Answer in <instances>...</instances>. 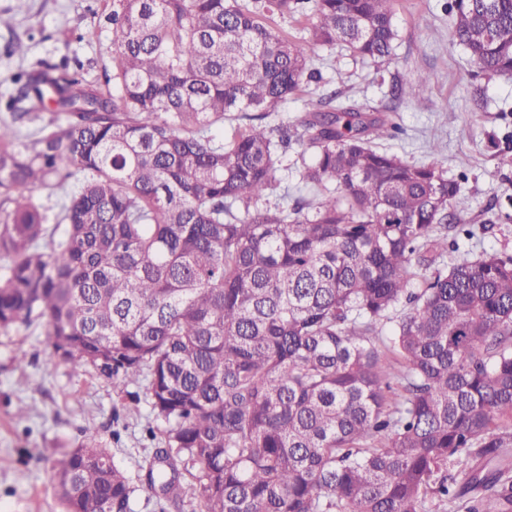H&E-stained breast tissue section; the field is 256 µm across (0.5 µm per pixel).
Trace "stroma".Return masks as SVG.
<instances>
[{"mask_svg": "<svg viewBox=\"0 0 512 512\" xmlns=\"http://www.w3.org/2000/svg\"><path fill=\"white\" fill-rule=\"evenodd\" d=\"M453 0H394L398 37L393 59L383 68L363 64L342 45L317 48L322 80L310 94L292 98L273 124L296 129L320 97L387 113L397 130L381 150L415 164L438 158L467 198L462 223L488 224L475 237L474 251L512 253V219L499 217L494 203L512 204V170L497 167L496 155L512 150V78L480 76L467 51L450 39ZM13 9L14 26L0 27V120L10 78L46 62L81 68L91 82L104 84L112 73L115 48L107 16L112 0H0V13ZM425 72L431 83L421 99L392 96L398 75ZM45 327L0 331V512H59L50 458L69 452L87 434L107 448L116 466L135 474L156 448L146 431L147 409L117 396L106 380L51 361ZM24 364H17V357ZM25 416H17V406ZM27 464L29 477L16 471Z\"/></svg>", "mask_w": 512, "mask_h": 512, "instance_id": "1", "label": "stroma"}]
</instances>
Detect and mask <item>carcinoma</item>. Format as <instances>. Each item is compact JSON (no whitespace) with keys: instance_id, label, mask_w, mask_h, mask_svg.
<instances>
[{"instance_id":"cac0c4a2","label":"carcinoma","mask_w":512,"mask_h":512,"mask_svg":"<svg viewBox=\"0 0 512 512\" xmlns=\"http://www.w3.org/2000/svg\"><path fill=\"white\" fill-rule=\"evenodd\" d=\"M392 4L112 0V90L66 65L11 76L13 121L48 100L69 120L0 123V331L43 324L52 359L148 405L160 512H512V253L448 240L474 237L448 223L459 183L332 94L299 134L304 192L262 205L288 197L267 119L322 79L319 46L390 61ZM454 8L479 72L512 76V0ZM50 468L62 512H132L94 436Z\"/></svg>"}]
</instances>
